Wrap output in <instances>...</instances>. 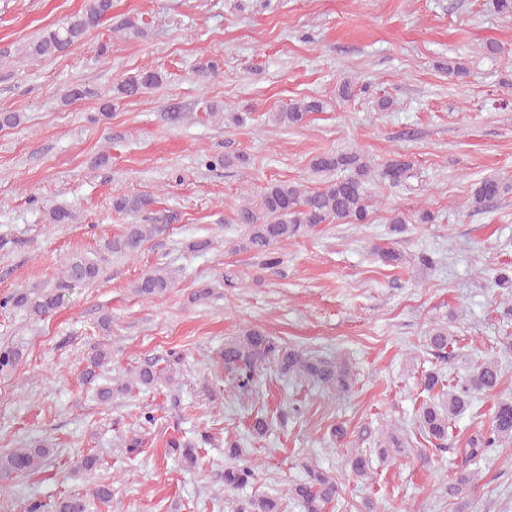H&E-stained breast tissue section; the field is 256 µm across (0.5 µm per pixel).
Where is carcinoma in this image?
Wrapping results in <instances>:
<instances>
[{
  "instance_id": "carcinoma-1",
  "label": "carcinoma",
  "mask_w": 512,
  "mask_h": 512,
  "mask_svg": "<svg viewBox=\"0 0 512 512\" xmlns=\"http://www.w3.org/2000/svg\"><path fill=\"white\" fill-rule=\"evenodd\" d=\"M112 9V0H88L85 10L66 20L28 44L27 54L52 58L67 51L82 40L85 34L97 27ZM161 82V76L152 69H143L135 76L124 80L118 87L120 94L134 97L146 89H152ZM324 102L317 98L290 102L279 112L272 113V121L285 127L302 126L310 113L321 112ZM311 169L318 174L340 173L330 179L317 191H305L298 183L287 181L269 182L259 191L260 205L244 203L236 211V223L244 225L243 235L231 246L233 251H245L261 259V268L275 269L283 263L282 249L288 241L314 229L320 224H367L371 204L365 194L366 182L377 180L391 186L399 185L412 177L413 163L398 154L373 166L370 161L357 153L328 152L315 157ZM512 191V183L499 178H484L477 183L470 197V206L479 211L505 194ZM152 199L146 195H125L113 199V208L129 215L147 211ZM171 216L153 217L149 224H130L125 234L106 239L101 253L94 257L76 254L69 258L61 270L58 287L67 288L81 283H92L102 271L105 257L102 253L133 256L138 253L155 233L160 224H167ZM174 285V276L166 267L156 266L146 270L135 282L133 292L152 300L164 295ZM60 295L54 291L31 293L18 290L0 299V308H22L38 319L50 314L58 305ZM451 344V335L446 326H435L428 330L426 346L439 358H446ZM20 353L9 347H0V371H10L17 366ZM110 353L96 349L89 357L85 378L91 382L97 377V370L107 364ZM224 374L233 386L242 391L256 387L262 372L271 369L283 378H295L313 382L329 390L347 392L351 388V371L347 364L319 355L303 352L278 342L260 329H248L224 342ZM181 357L168 360V367L157 368L152 360H146L126 380L116 379L108 386L98 389L101 401L112 400L117 394H126L133 387H154L159 382L173 383ZM501 380L498 362L485 360L475 365L455 384L448 385V391L441 393L420 407L417 425L422 438L437 448L448 442L450 420L461 415L471 406L473 395L489 393L497 389ZM272 421L262 412L254 414L249 432L254 438L267 435ZM209 435L200 434L194 440L174 436L168 446L178 451L186 468L197 465V448L207 442ZM512 441V401L502 400L492 414L491 425L484 432L470 437L464 449L462 466L477 463L500 443ZM52 444L38 442L26 448L0 453V479L7 480L15 475L37 468L40 460L51 453ZM225 453L234 463L224 468V487L237 489L254 482L258 467L246 461L241 462L240 445L235 441L226 442ZM349 470L357 477H365L371 468V460L363 454L348 458ZM471 477L458 476L448 483V497L462 498L470 489ZM288 498L300 504L304 512H327L330 505L337 503L341 488L336 477L327 471L310 468L303 480L288 486ZM54 512H88L86 499L67 496L56 502ZM242 512H283L280 498L258 495L248 500Z\"/></svg>"
}]
</instances>
